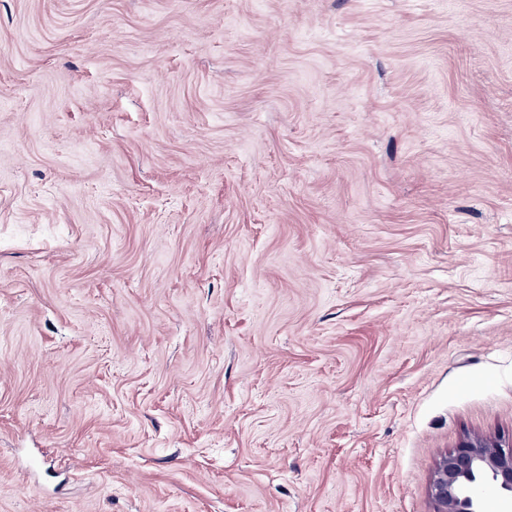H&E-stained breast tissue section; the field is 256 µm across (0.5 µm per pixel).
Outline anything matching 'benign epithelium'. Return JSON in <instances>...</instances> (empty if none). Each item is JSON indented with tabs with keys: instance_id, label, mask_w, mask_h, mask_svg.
Returning <instances> with one entry per match:
<instances>
[{
	"instance_id": "1",
	"label": "benign epithelium",
	"mask_w": 512,
	"mask_h": 512,
	"mask_svg": "<svg viewBox=\"0 0 512 512\" xmlns=\"http://www.w3.org/2000/svg\"><path fill=\"white\" fill-rule=\"evenodd\" d=\"M487 486L512 501V441L468 437L435 464L430 483L434 512H485L480 490Z\"/></svg>"
}]
</instances>
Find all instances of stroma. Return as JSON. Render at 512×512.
Wrapping results in <instances>:
<instances>
[{"label":"stroma","mask_w":512,"mask_h":512,"mask_svg":"<svg viewBox=\"0 0 512 512\" xmlns=\"http://www.w3.org/2000/svg\"><path fill=\"white\" fill-rule=\"evenodd\" d=\"M512 439V0H0V512H434ZM487 486L512 505V441L468 437L435 464L430 483L434 512H485L480 490Z\"/></svg>","instance_id":"1"}]
</instances>
